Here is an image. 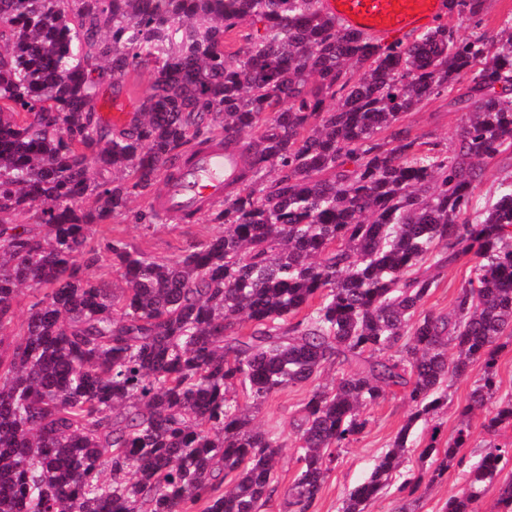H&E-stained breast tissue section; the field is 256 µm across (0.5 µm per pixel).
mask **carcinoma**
Returning a JSON list of instances; mask_svg holds the SVG:
<instances>
[{
    "label": "carcinoma",
    "mask_w": 512,
    "mask_h": 512,
    "mask_svg": "<svg viewBox=\"0 0 512 512\" xmlns=\"http://www.w3.org/2000/svg\"><path fill=\"white\" fill-rule=\"evenodd\" d=\"M447 2L481 24L486 0ZM250 19L263 32L226 50ZM142 68L152 82L137 112L104 122L100 88ZM462 82L449 147L402 124ZM216 126L243 168L211 213L222 232L165 258L98 230L153 197ZM507 151L512 23L462 37L439 22L383 44L321 0H0V512H261L282 445L253 410L353 361L301 410L288 512H309L365 429L361 409L398 387L414 415L341 508L365 512L413 424L447 404L448 374L478 361L455 435L424 448L431 466L411 492L462 466L472 411L493 406L491 436L512 426L496 380L512 343V178L466 218L483 164ZM31 211L35 223L13 220ZM133 219L164 216L149 202ZM467 255L451 310H424L438 272ZM105 257L119 294L93 276ZM26 286L35 301L6 346ZM510 464L512 445L489 443L443 512H478L492 488L512 512Z\"/></svg>",
    "instance_id": "carcinoma-1"
}]
</instances>
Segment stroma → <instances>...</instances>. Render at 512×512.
Listing matches in <instances>:
<instances>
[{
  "label": "stroma",
  "instance_id": "35a3bbf8",
  "mask_svg": "<svg viewBox=\"0 0 512 512\" xmlns=\"http://www.w3.org/2000/svg\"><path fill=\"white\" fill-rule=\"evenodd\" d=\"M457 93V87H449L440 97L407 113L403 119L404 124L409 125L414 134L424 136L427 140L440 142L444 146L450 145L455 140L464 117L463 111L452 104ZM145 203V198H132L130 214L114 218L112 226L125 240L153 255L166 257L177 254L187 244L206 239L222 230L220 224L207 219L198 224H179L165 220L152 228H144L143 225L134 223L131 213L142 208ZM471 265L470 258L465 257L457 265L442 270L437 287L433 288L425 302L426 310L437 314L447 313ZM482 374V365L476 362L467 376L449 377L446 383L447 407L438 410L428 419L417 422L412 434L414 445L403 471L393 475L384 495L369 503L366 512H392L393 508L407 499L408 492L402 487L407 472L428 468L430 461L421 457L420 452L430 439H437L442 446L447 444L455 432L459 411L466 404ZM335 376V370L321 371L315 381L293 385L273 394L257 412L256 424L275 432L282 444L276 466V478L281 493L262 512H287L282 492L298 473L296 421L315 385L330 384ZM412 412L411 404L398 389L389 392L380 403L367 406L364 410L368 420L366 429L348 448L342 450L334 469L328 473L311 512H340L348 493L369 476L377 458L390 447Z\"/></svg>",
  "mask_w": 512,
  "mask_h": 512
}]
</instances>
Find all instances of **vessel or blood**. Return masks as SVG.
Segmentation results:
<instances>
[{"instance_id": "obj_1", "label": "vessel or blood", "mask_w": 512, "mask_h": 512, "mask_svg": "<svg viewBox=\"0 0 512 512\" xmlns=\"http://www.w3.org/2000/svg\"><path fill=\"white\" fill-rule=\"evenodd\" d=\"M322 5L344 25L378 38L425 29L447 11L446 0H322ZM237 174L235 158L222 145L201 150L166 184L154 205L175 218L217 205Z\"/></svg>"}]
</instances>
